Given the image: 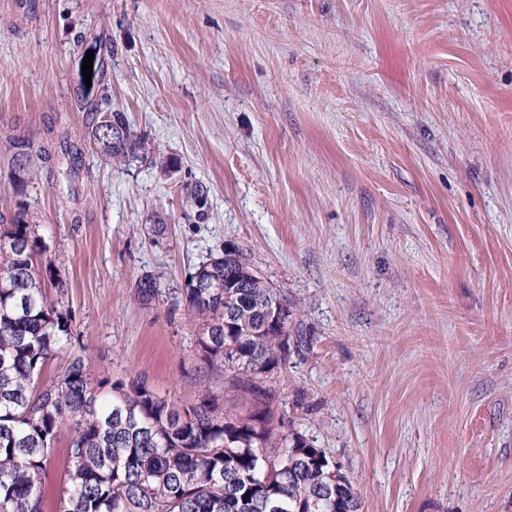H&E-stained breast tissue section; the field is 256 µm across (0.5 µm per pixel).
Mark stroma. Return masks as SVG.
<instances>
[{
	"mask_svg": "<svg viewBox=\"0 0 512 512\" xmlns=\"http://www.w3.org/2000/svg\"><path fill=\"white\" fill-rule=\"evenodd\" d=\"M90 50L130 165L91 149ZM13 135L52 152L20 200L99 377L225 408L174 292L232 244L309 342L276 413L360 512H512V0H0Z\"/></svg>",
	"mask_w": 512,
	"mask_h": 512,
	"instance_id": "35a3bbf8",
	"label": "stroma"
}]
</instances>
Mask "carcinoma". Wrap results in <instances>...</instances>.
<instances>
[{
    "label": "carcinoma",
    "instance_id": "cac0c4a2",
    "mask_svg": "<svg viewBox=\"0 0 512 512\" xmlns=\"http://www.w3.org/2000/svg\"><path fill=\"white\" fill-rule=\"evenodd\" d=\"M119 135L87 114L89 141L115 164L142 157L145 141L126 115L113 112ZM6 149L26 150L10 177L15 196L33 179L39 151L25 136ZM63 174L79 171L81 153L65 145ZM47 244L22 201L0 214V512H42L47 466L68 439L63 494L56 512H359L347 475L306 435L276 430L274 389L261 376L286 362L293 306L253 273L229 245L198 263L179 288L199 325L196 350L205 368L224 367V394L240 411L217 412L209 398L178 406L139 378L98 379L76 349L74 315L62 300L68 280L50 261ZM56 295H51L50 290ZM156 277L136 283L153 302ZM66 361L50 384L39 379L60 353ZM299 468L288 474L289 462Z\"/></svg>",
    "mask_w": 512,
    "mask_h": 512
}]
</instances>
